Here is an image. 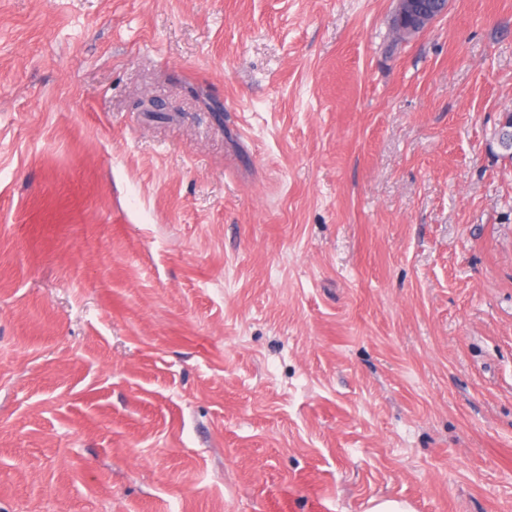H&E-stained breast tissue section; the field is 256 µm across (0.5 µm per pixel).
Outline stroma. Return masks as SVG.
Here are the masks:
<instances>
[{"instance_id":"obj_1","label":"stroma","mask_w":512,"mask_h":512,"mask_svg":"<svg viewBox=\"0 0 512 512\" xmlns=\"http://www.w3.org/2000/svg\"><path fill=\"white\" fill-rule=\"evenodd\" d=\"M0 0V512H512V0ZM395 23L406 35L419 33L448 14V0H397Z\"/></svg>"}]
</instances>
